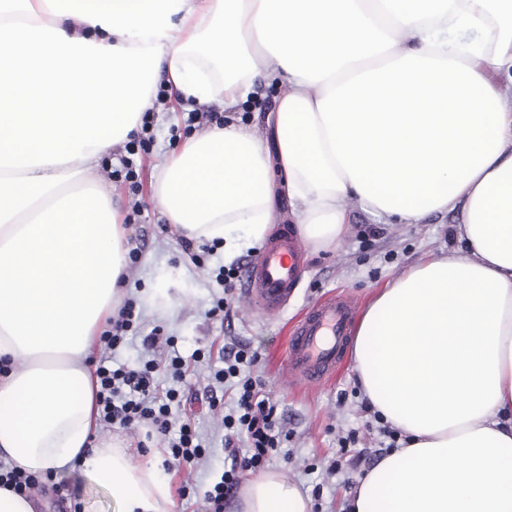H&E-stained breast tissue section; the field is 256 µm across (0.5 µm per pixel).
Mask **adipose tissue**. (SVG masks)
I'll return each instance as SVG.
<instances>
[{
  "label": "adipose tissue",
  "instance_id": "ef3b65f1",
  "mask_svg": "<svg viewBox=\"0 0 512 512\" xmlns=\"http://www.w3.org/2000/svg\"><path fill=\"white\" fill-rule=\"evenodd\" d=\"M284 89L273 141L233 121L188 136L151 198L225 258L271 230L273 174L305 241L331 246L347 202L383 224L459 212L463 249L377 289L353 370L401 446L350 512H512V0H0V454L74 467L116 512H174L153 460L105 430L91 357L121 303L122 210L92 173L154 111L254 78ZM241 512H310L300 486L247 481Z\"/></svg>",
  "mask_w": 512,
  "mask_h": 512
}]
</instances>
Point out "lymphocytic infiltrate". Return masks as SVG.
<instances>
[{
  "instance_id": "obj_1",
  "label": "lymphocytic infiltrate",
  "mask_w": 512,
  "mask_h": 512,
  "mask_svg": "<svg viewBox=\"0 0 512 512\" xmlns=\"http://www.w3.org/2000/svg\"><path fill=\"white\" fill-rule=\"evenodd\" d=\"M257 359V353L231 345L224 349L223 367L210 372L217 383H234L237 400L234 412L222 419L230 464L212 490L206 491V512H224L243 477L261 472L288 439L276 404L263 394L261 379L252 375ZM168 367L173 385L162 395L155 386L158 365L151 360L138 369L102 363L96 374L97 402L104 422L123 429L147 426L166 447L168 457L163 466L169 470L201 459L207 448L190 424L174 422L182 406L179 385L186 374V364L176 355L171 357Z\"/></svg>"
}]
</instances>
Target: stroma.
<instances>
[{
	"instance_id": "stroma-1",
	"label": "stroma",
	"mask_w": 512,
	"mask_h": 512,
	"mask_svg": "<svg viewBox=\"0 0 512 512\" xmlns=\"http://www.w3.org/2000/svg\"><path fill=\"white\" fill-rule=\"evenodd\" d=\"M196 121L186 113L160 108L155 113L154 139L141 158L136 185L114 181L126 155L124 145L113 147L97 167L94 177L127 214L128 246L137 249V262L127 268V297L144 288L163 286L167 296L156 306H137V335L114 351L98 348L95 357L114 364L138 366L145 355L142 337L157 332L160 341L155 358L175 349L189 360L185 400L178 421H190L210 444L208 457L195 468L168 471L176 512H205L204 495L224 470V429L220 415L211 411L200 394L208 389L207 366L193 362L196 350L220 358L227 344L259 352L255 375L281 413L288 432L287 457L276 456L267 469L298 483L304 492L319 489L318 512H342L359 480L381 459L390 443L373 408L357 384L352 357H345L335 379L315 391L284 386L279 378L288 337L299 316L325 295L354 298L364 310L374 289L384 287L411 262L430 254H448L462 243L456 233V216L431 215L419 224H381L349 205L348 230L333 247L306 246V274L287 308L276 315L254 311L241 291L230 298L229 316H211L209 309L222 288L216 275L224 264V252L214 248L200 252L199 245L184 249L182 232L168 224L150 199V180L182 138L208 128L210 116H223L224 104L216 100L199 108ZM342 459L343 469L333 473L329 465ZM35 498L46 503V512H113L110 492L94 484L74 468L43 480Z\"/></svg>"
}]
</instances>
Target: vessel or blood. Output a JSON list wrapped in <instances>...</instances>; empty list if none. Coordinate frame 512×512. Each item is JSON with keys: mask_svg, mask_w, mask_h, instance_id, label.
Instances as JSON below:
<instances>
[{"mask_svg": "<svg viewBox=\"0 0 512 512\" xmlns=\"http://www.w3.org/2000/svg\"><path fill=\"white\" fill-rule=\"evenodd\" d=\"M304 247L282 227L262 248L243 275L244 295L257 312L283 310L302 277ZM356 307L347 296L330 295L298 320L288 342L282 375L287 384L314 390L334 379L347 345Z\"/></svg>", "mask_w": 512, "mask_h": 512, "instance_id": "obj_1", "label": "vessel or blood"}]
</instances>
